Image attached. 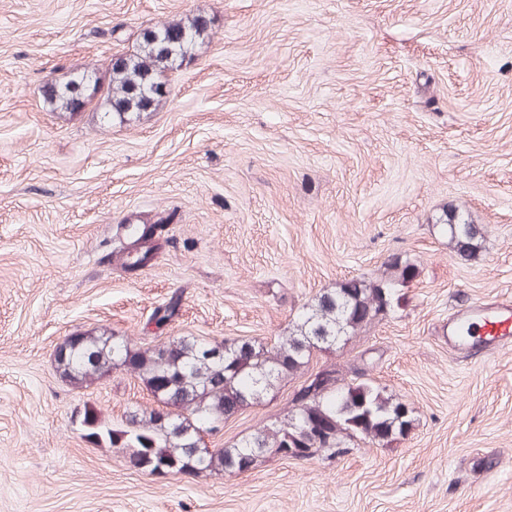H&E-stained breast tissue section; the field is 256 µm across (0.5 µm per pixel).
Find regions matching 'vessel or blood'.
I'll return each mask as SVG.
<instances>
[{
    "mask_svg": "<svg viewBox=\"0 0 512 512\" xmlns=\"http://www.w3.org/2000/svg\"><path fill=\"white\" fill-rule=\"evenodd\" d=\"M448 342L471 352L512 344V306L487 304L458 315L448 330Z\"/></svg>",
    "mask_w": 512,
    "mask_h": 512,
    "instance_id": "vessel-or-blood-1",
    "label": "vessel or blood"
}]
</instances>
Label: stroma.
<instances>
[{
    "label": "stroma",
    "instance_id": "1",
    "mask_svg": "<svg viewBox=\"0 0 512 512\" xmlns=\"http://www.w3.org/2000/svg\"><path fill=\"white\" fill-rule=\"evenodd\" d=\"M186 15L212 34L154 111L44 106L48 82ZM450 205L484 230L479 256L436 228ZM133 217L162 230L129 272ZM394 257L419 268L400 310L312 364L370 368L415 412L404 438L164 479L82 438L84 405L113 423L152 398L122 373L72 389L67 337L267 342ZM478 302L512 303V0H0V512H512V346L448 345Z\"/></svg>",
    "mask_w": 512,
    "mask_h": 512
}]
</instances>
